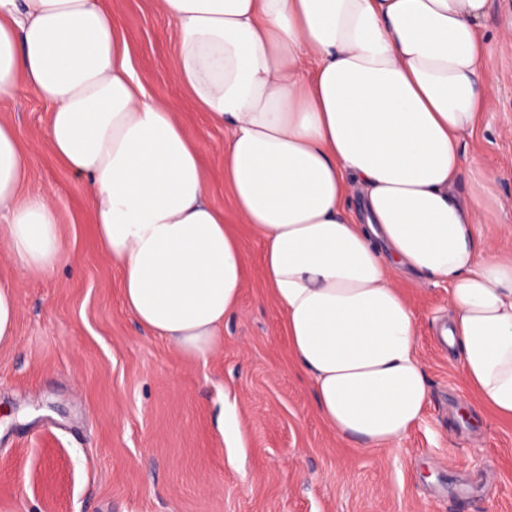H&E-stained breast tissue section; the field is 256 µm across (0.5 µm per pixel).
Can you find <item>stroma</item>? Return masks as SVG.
I'll use <instances>...</instances> for the list:
<instances>
[{
    "mask_svg": "<svg viewBox=\"0 0 512 512\" xmlns=\"http://www.w3.org/2000/svg\"><path fill=\"white\" fill-rule=\"evenodd\" d=\"M101 4L147 92L179 100L246 282L207 359L140 327L87 198L48 146L51 107L19 84L0 122L32 150L22 194L49 189L59 200L65 258L22 272L0 248V281L17 282L20 303L14 340L0 345V512H512V422L476 412L458 358L435 342L445 285L401 280L430 393L421 420L391 448L341 440L291 360L261 243L224 183L225 132L175 80L176 25L155 0ZM483 33L489 109L465 148L497 200L478 230L512 249V0H490Z\"/></svg>",
    "mask_w": 512,
    "mask_h": 512,
    "instance_id": "35a3bbf8",
    "label": "stroma"
}]
</instances>
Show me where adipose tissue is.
<instances>
[{
    "instance_id": "ef3b65f1",
    "label": "adipose tissue",
    "mask_w": 512,
    "mask_h": 512,
    "mask_svg": "<svg viewBox=\"0 0 512 512\" xmlns=\"http://www.w3.org/2000/svg\"><path fill=\"white\" fill-rule=\"evenodd\" d=\"M156 4L180 32L178 84L229 131L224 182L323 421L388 446L420 420L429 389L403 268L447 284L441 334L481 404L512 419V251L478 233L489 191L464 142L488 108L489 0ZM22 79L53 107L47 142L89 200L126 309L206 357L245 258L178 103L147 95L100 0H0V104ZM28 166L0 123V246L48 271L64 258L59 205L22 195Z\"/></svg>"
}]
</instances>
